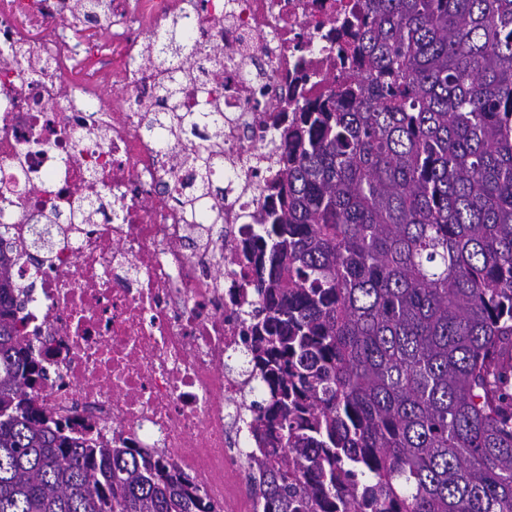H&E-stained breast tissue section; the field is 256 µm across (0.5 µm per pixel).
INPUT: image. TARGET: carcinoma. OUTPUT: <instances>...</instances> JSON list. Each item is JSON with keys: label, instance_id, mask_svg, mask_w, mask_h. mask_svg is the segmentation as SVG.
I'll return each mask as SVG.
<instances>
[{"label": "carcinoma", "instance_id": "cac0c4a2", "mask_svg": "<svg viewBox=\"0 0 512 512\" xmlns=\"http://www.w3.org/2000/svg\"><path fill=\"white\" fill-rule=\"evenodd\" d=\"M113 0H67L69 25ZM366 71L272 131L252 214L255 512H512V0H363ZM224 48L173 17L131 59L161 75L141 132L191 223L224 211ZM35 220L32 246L51 243ZM0 250V512H221L149 448L43 417Z\"/></svg>", "mask_w": 512, "mask_h": 512}]
</instances>
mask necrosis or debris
Wrapping results in <instances>:
<instances>
[{
  "instance_id": "obj_1",
  "label": "necrosis or debris",
  "mask_w": 512,
  "mask_h": 512,
  "mask_svg": "<svg viewBox=\"0 0 512 512\" xmlns=\"http://www.w3.org/2000/svg\"><path fill=\"white\" fill-rule=\"evenodd\" d=\"M198 2L193 24L211 27L233 58L224 70V151L250 159L241 172L249 191L227 190L224 271L212 270L209 247L187 248L190 224L156 193L173 174L140 133L137 103L155 78L128 65L182 0H115L104 28L122 92L108 107L90 80L59 94L74 55L57 24L62 0H10L0 10V46L24 44L48 62L34 88L23 61H0V223L12 227L15 285L29 292L16 315L46 370L36 407L98 441L158 449L170 466L202 473L204 492L220 500L225 472L241 468L252 445L251 416L235 405L243 379L224 359L245 348L241 314L255 301L256 277L244 255L248 215L266 202L273 176L262 141L243 130L283 122L360 64L344 31L349 0ZM91 183L107 216L69 223ZM47 211L60 220L34 264L30 224Z\"/></svg>"
}]
</instances>
